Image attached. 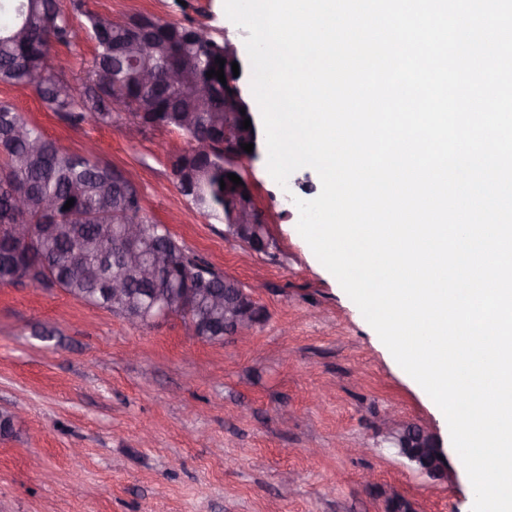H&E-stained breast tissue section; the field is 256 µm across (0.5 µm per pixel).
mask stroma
Here are the masks:
<instances>
[{
    "instance_id": "obj_1",
    "label": "stroma",
    "mask_w": 512,
    "mask_h": 512,
    "mask_svg": "<svg viewBox=\"0 0 512 512\" xmlns=\"http://www.w3.org/2000/svg\"><path fill=\"white\" fill-rule=\"evenodd\" d=\"M112 21L138 14L203 27L230 43L251 88L247 30L224 0H75ZM91 41L53 44L51 64L82 85ZM60 147L127 171L148 217L234 278L264 308L249 345L192 336L182 318L147 326L58 287L0 286V512H471L474 495L446 419L388 354L297 230L295 202L244 161L270 241L258 253L179 193L169 156L190 149L171 129L129 139L127 113L70 125L28 88L0 85ZM426 431L453 471L437 481L401 456L381 419Z\"/></svg>"
}]
</instances>
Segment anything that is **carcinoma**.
Here are the masks:
<instances>
[{
	"instance_id": "1",
	"label": "carcinoma",
	"mask_w": 512,
	"mask_h": 512,
	"mask_svg": "<svg viewBox=\"0 0 512 512\" xmlns=\"http://www.w3.org/2000/svg\"><path fill=\"white\" fill-rule=\"evenodd\" d=\"M85 35L94 42V54L82 91L59 88L66 78L48 62L51 43L74 45ZM139 40L132 57L114 54L116 45ZM222 44L191 26L153 18L147 31L132 22L111 21L94 15L74 26L61 0H0V84L31 86L46 108L71 125L112 123V101L141 127L176 129L196 143L181 154L183 165L172 168L176 185L191 174L196 194L188 201L209 215L226 213L220 180L224 169V141L235 138V118L224 109V85L206 72L218 70ZM182 73L177 84L167 81L170 65ZM150 71L145 84L140 73ZM200 83L211 85L207 96L197 94ZM112 166L91 156L62 149L42 130L0 101V285L16 284L19 270L35 269L41 287L54 285L88 304L112 309L104 288L105 275L124 276L112 265L114 229L123 224H153L137 191H112ZM74 199L66 209L67 200ZM21 221L36 225L35 237L21 242L5 226ZM170 246L166 274L182 287H196L201 271L211 266L187 251L166 233ZM182 318L206 320L224 327V316L195 302Z\"/></svg>"
}]
</instances>
